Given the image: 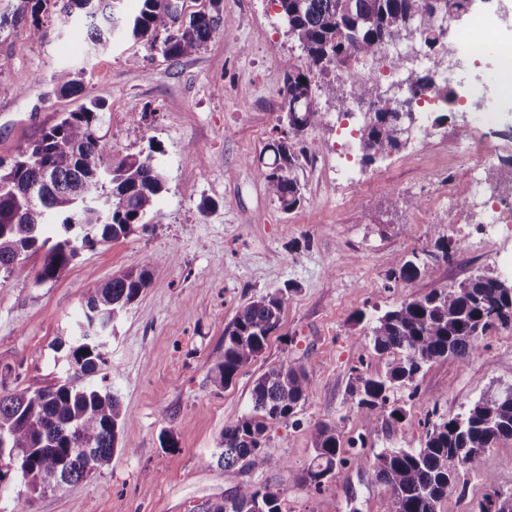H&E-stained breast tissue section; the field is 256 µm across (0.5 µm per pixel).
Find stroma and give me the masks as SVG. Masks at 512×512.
<instances>
[{
  "label": "stroma",
  "instance_id": "obj_1",
  "mask_svg": "<svg viewBox=\"0 0 512 512\" xmlns=\"http://www.w3.org/2000/svg\"><path fill=\"white\" fill-rule=\"evenodd\" d=\"M222 20L196 53L168 59L114 34L89 54L77 17L45 13L44 39L27 20L0 31V160L82 104L96 102V133L113 156L152 155L165 186L142 226L127 238L87 248L51 281L36 274L41 255L19 280L0 272V392L55 382L66 373L56 345L74 328L96 285L148 268L152 283L115 322L105 364L75 376L118 396L117 451L109 466L62 489L29 498L22 475H0V512H203L205 503L241 486L268 485L283 512H386L388 492L356 466H339L321 489L302 472L314 456L320 423L343 439L365 436L367 453L420 445L422 422L452 418L480 395L512 385V327L479 337V355L425 366L414 395L398 393L403 421L368 423L351 394L358 374L375 376L386 359L371 343L372 318L405 300L478 274L512 280V188L487 198L504 217L483 223L460 201L471 179L495 184L512 162V103L497 92L495 39L512 30V0H474L453 27L486 35L479 59L449 82L455 102L421 112L406 145L361 167L358 184L336 167L345 120L329 100L335 69L318 76L323 126L294 140L303 200L287 212L266 189L268 144L282 129L280 92L287 59H303L275 0H222ZM83 70L85 90L60 95V71ZM478 131L501 148L495 164L463 158L458 142ZM452 239L450 257L438 240ZM420 259L413 287L392 277ZM289 287L279 328L256 361L228 387L212 381L224 358V329L238 308ZM366 322L355 323L356 312ZM281 363L303 367L310 388L288 423L272 428L261 454L229 475L214 453L225 423L250 410L254 380ZM512 490V441L486 451L466 482L449 488L441 512H473L485 475Z\"/></svg>",
  "mask_w": 512,
  "mask_h": 512
}]
</instances>
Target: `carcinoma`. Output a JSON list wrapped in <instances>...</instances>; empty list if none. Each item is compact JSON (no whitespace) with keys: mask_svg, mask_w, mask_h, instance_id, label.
Returning <instances> with one entry per match:
<instances>
[{"mask_svg":"<svg viewBox=\"0 0 512 512\" xmlns=\"http://www.w3.org/2000/svg\"><path fill=\"white\" fill-rule=\"evenodd\" d=\"M124 0H26L34 37L46 36L42 14L47 5L63 17L79 10L88 46L97 49L121 32L150 52L178 59L199 51L210 39L217 18L207 12L180 17L175 0H140L138 13H121ZM288 33L299 43L305 64L285 62L281 110L287 129L272 140L274 160L265 174L269 192L291 211L302 200L295 177L298 155L291 136L323 124L315 95V75L333 66L348 69L352 61L373 58L414 30L442 56V22L464 14L469 0H276ZM306 83H301V80ZM59 92L84 91L79 74L63 71ZM97 104L67 113L10 165L0 164V271L28 278L27 260L44 251L38 273L42 282L61 274L78 247L127 237L152 209L164 187L151 155H112L96 136ZM399 112H379L376 120L358 129L361 160L371 164L403 145ZM59 224L65 237L55 243L43 237L45 226ZM420 269L406 261L394 274L411 287ZM499 278L477 275L464 288L451 287L402 302L374 320L371 342L387 357L377 376L358 375L352 386L357 408L374 417L389 407L395 393L412 387L423 367L443 358L466 362L477 354V339L495 325L512 322V290ZM152 275L146 268L112 277L88 297L64 355L74 373L90 375L106 361L114 320L146 288ZM285 293L268 292L241 306L224 329V359L213 368L212 382L227 387L239 372L265 350L280 325ZM306 371L290 364L269 367L251 389V411L228 421L221 434L217 464L227 472L255 456L265 445L273 423L286 422L307 397ZM119 402L109 392L58 381L0 393V463L19 465L28 491L45 493L48 485L61 488L108 465L118 443ZM418 448H384L370 455L365 439L348 440L343 447L336 426L320 423L314 433L315 455L304 470L303 482L315 489L320 478L331 477L348 460L388 490V512H440L448 486L465 479L475 461L488 449L512 441V398L487 394L453 418L425 424ZM488 489L474 512H512L507 495L487 479ZM204 512H282L278 492L263 485L246 487Z\"/></svg>","mask_w":512,"mask_h":512,"instance_id":"obj_1","label":"carcinoma"}]
</instances>
